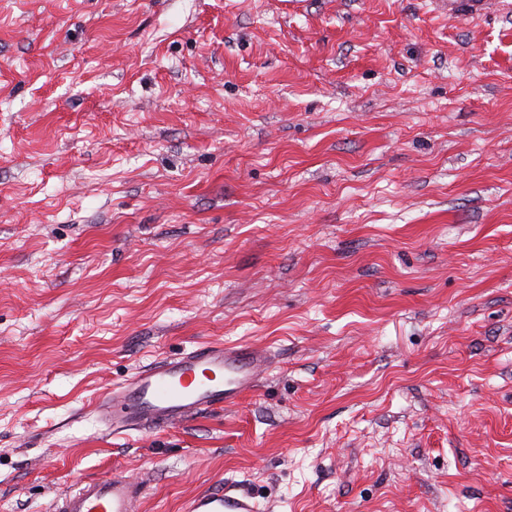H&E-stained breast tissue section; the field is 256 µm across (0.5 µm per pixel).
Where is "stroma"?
Returning <instances> with one entry per match:
<instances>
[{"instance_id": "1", "label": "stroma", "mask_w": 512, "mask_h": 512, "mask_svg": "<svg viewBox=\"0 0 512 512\" xmlns=\"http://www.w3.org/2000/svg\"><path fill=\"white\" fill-rule=\"evenodd\" d=\"M209 341L238 404L90 403ZM512 512V0H0V512ZM449 15H479L488 8L487 0H438ZM271 359L266 348L205 342L128 377L100 397L94 411L109 429L170 427L252 393ZM141 495L140 483L111 472L65 494L55 512H139ZM186 512H257L258 503L249 492L230 486L201 493L188 503Z\"/></svg>"}]
</instances>
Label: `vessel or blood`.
<instances>
[{
  "label": "vessel or blood",
  "mask_w": 512,
  "mask_h": 512,
  "mask_svg": "<svg viewBox=\"0 0 512 512\" xmlns=\"http://www.w3.org/2000/svg\"><path fill=\"white\" fill-rule=\"evenodd\" d=\"M451 15H478L488 0H439ZM269 350L241 343L205 342L156 362L100 397L94 410L108 428L161 429L221 409L255 390ZM140 483L107 474L65 494L55 512H139ZM186 512H258L253 494L227 487L201 493Z\"/></svg>",
  "instance_id": "1"
}]
</instances>
